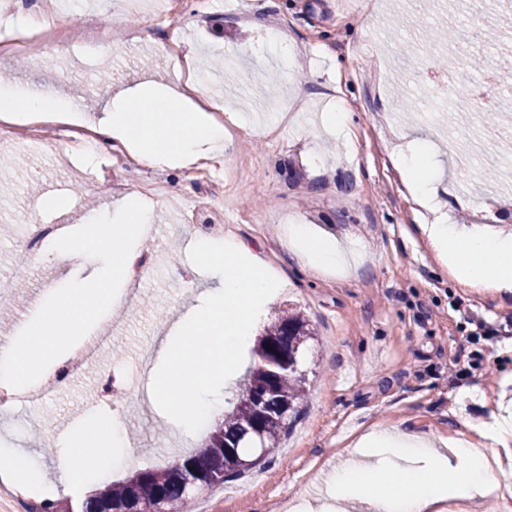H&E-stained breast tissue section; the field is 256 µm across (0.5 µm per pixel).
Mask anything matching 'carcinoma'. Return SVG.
<instances>
[{
    "mask_svg": "<svg viewBox=\"0 0 512 512\" xmlns=\"http://www.w3.org/2000/svg\"><path fill=\"white\" fill-rule=\"evenodd\" d=\"M312 336L303 312L282 311L256 340L257 360L249 368L241 395L225 412L224 422L206 437V450L107 486L85 499L81 512H159L165 506L169 512H188L195 494L185 475H193L203 488L239 479L259 463L249 436L262 418L287 415L284 422L263 428L262 444L272 449L300 416L307 380L298 369V356Z\"/></svg>",
    "mask_w": 512,
    "mask_h": 512,
    "instance_id": "carcinoma-1",
    "label": "carcinoma"
}]
</instances>
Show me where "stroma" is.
Listing matches in <instances>:
<instances>
[{
	"mask_svg": "<svg viewBox=\"0 0 512 512\" xmlns=\"http://www.w3.org/2000/svg\"><path fill=\"white\" fill-rule=\"evenodd\" d=\"M19 0L17 14L60 12L79 23L64 51L69 73L54 64L0 59V74L27 88H54L85 114L102 111L112 92L147 81L178 85L180 78L159 38V25L183 36L196 57L201 81L224 107L245 115L222 156L224 170L190 180L186 170L155 168L151 175L180 188L179 205L153 199L150 238L135 252L151 255L153 271L135 296L112 312V346L92 366L35 412L20 407L0 415V448H24L55 470V439L97 412L89 396L103 374L114 379L124 403L123 427L136 448V469L163 468L177 444L197 446L156 404L139 405L136 392L151 388L156 346L174 329L209 282L189 257L199 240L246 242L283 283L265 303L262 323L283 309H300L315 337L301 356L309 392L303 415L264 464L242 478L203 490L193 512H290L293 498L323 495L353 443L376 427H394L438 440L479 438L493 413L512 416V292L461 287L421 227L485 224L512 233V192H497L501 165L512 162V135L458 166L449 137L467 144L472 126L505 128L504 115L479 107L472 92L487 71L512 80L499 60L512 56L506 39L481 36L497 24L501 8L473 20L448 13L443 0H226L197 17L192 0L165 12V0ZM120 22L145 35L130 48L103 53L84 43L91 21ZM455 30V41L444 39ZM289 55H282L281 46ZM347 113L334 130L316 117ZM434 145L432 205H419L394 165L413 143ZM0 164V274L25 287L0 313V337L15 339L48 288L70 275H87L81 258L20 265L30 225L83 226L88 216L117 209L141 172L109 153L87 167L82 154L44 134L43 149L7 151ZM490 188L469 193L471 170ZM310 225L337 241L343 268L316 265L287 248L293 225ZM496 325L500 336L469 341L472 318ZM481 352V368L456 370L461 348Z\"/></svg>",
	"mask_w": 512,
	"mask_h": 512,
	"instance_id": "stroma-1",
	"label": "stroma"
}]
</instances>
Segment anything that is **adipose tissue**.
Instances as JSON below:
<instances>
[{"label":"adipose tissue","mask_w":512,"mask_h":512,"mask_svg":"<svg viewBox=\"0 0 512 512\" xmlns=\"http://www.w3.org/2000/svg\"><path fill=\"white\" fill-rule=\"evenodd\" d=\"M187 96L179 89L148 93L141 89L113 98L101 116L88 120L100 138L97 149L86 152L94 161L98 149L127 151L143 164L184 167L224 152L230 126L241 123L239 113L220 122L202 107L187 109ZM72 114L68 100L53 91L33 92L25 87L0 86V116L24 113ZM439 256H452V273L467 288L512 291V237L493 235L479 226L458 229L445 224L426 226ZM125 431L117 418L100 415L86 421L77 433L61 440V470L71 488L87 489L89 480L106 478L118 452L125 447ZM361 448H386L402 459V466L381 471L350 463L337 471L329 486L325 512H342L345 503L359 500L372 512H443L447 499L469 500L479 488L493 495L512 488V471L499 463L498 453L477 447L468 439H452L449 451H434L432 440L414 432L378 428L361 437ZM0 472L20 488L30 490L48 483L47 474L22 448H0Z\"/></svg>","instance_id":"obj_1"}]
</instances>
